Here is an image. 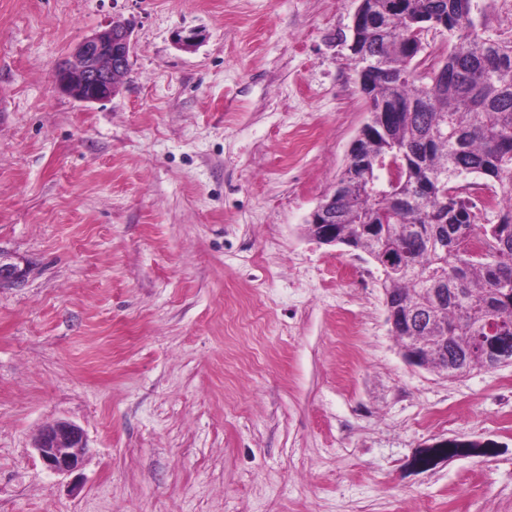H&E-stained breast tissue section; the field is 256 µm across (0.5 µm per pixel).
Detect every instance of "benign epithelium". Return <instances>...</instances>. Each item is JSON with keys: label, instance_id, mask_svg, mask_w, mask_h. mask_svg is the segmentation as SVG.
<instances>
[{"label": "benign epithelium", "instance_id": "7a95c632", "mask_svg": "<svg viewBox=\"0 0 512 512\" xmlns=\"http://www.w3.org/2000/svg\"><path fill=\"white\" fill-rule=\"evenodd\" d=\"M131 26L113 21L86 38L53 73L52 81L62 92L85 104L110 100L119 90L132 56ZM334 195L326 196L312 211L308 221L322 224L328 219ZM25 272L15 264L0 260V285H15ZM34 448L43 465L55 473H69L83 463L86 438L83 430L68 421L46 425L35 439Z\"/></svg>", "mask_w": 512, "mask_h": 512}]
</instances>
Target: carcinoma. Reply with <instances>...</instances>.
Segmentation results:
<instances>
[{
  "mask_svg": "<svg viewBox=\"0 0 512 512\" xmlns=\"http://www.w3.org/2000/svg\"><path fill=\"white\" fill-rule=\"evenodd\" d=\"M476 0H364L354 67L377 73L360 84L372 115L336 193V239L364 252L389 293L387 322L401 343L448 327V373L487 352L512 358V43L489 41L472 22ZM448 18L451 49L419 71L407 46L415 27ZM456 72L433 83L440 69ZM397 153L403 164L391 197L365 192L372 159ZM475 174L499 197L500 219L478 223L476 204L448 173ZM431 288L448 289L438 302ZM476 443L448 441L416 459L428 467Z\"/></svg>",
  "mask_w": 512,
  "mask_h": 512,
  "instance_id": "carcinoma-1",
  "label": "carcinoma"
}]
</instances>
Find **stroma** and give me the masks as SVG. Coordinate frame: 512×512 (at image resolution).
<instances>
[{
    "mask_svg": "<svg viewBox=\"0 0 512 512\" xmlns=\"http://www.w3.org/2000/svg\"><path fill=\"white\" fill-rule=\"evenodd\" d=\"M356 5L0 0V512H512V365H409L380 271L304 231L369 117ZM113 21L119 94L59 92ZM449 440L483 449L415 466ZM34 448L43 465L55 473H69L83 463L86 438L83 430L68 421L46 425L35 439Z\"/></svg>",
    "mask_w": 512,
    "mask_h": 512,
    "instance_id": "35a3bbf8",
    "label": "stroma"
}]
</instances>
